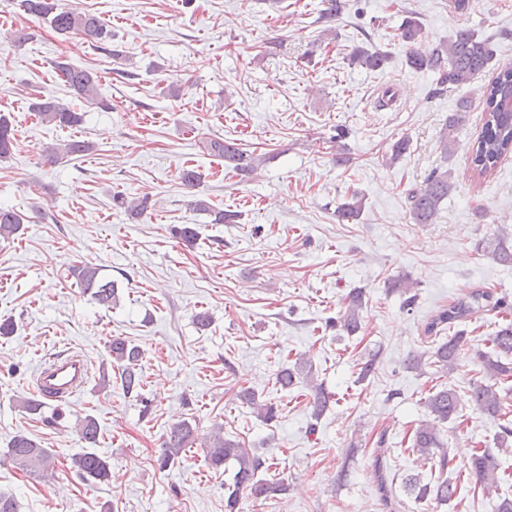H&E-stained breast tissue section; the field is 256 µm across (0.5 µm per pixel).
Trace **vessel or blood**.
Listing matches in <instances>:
<instances>
[{
  "instance_id": "1",
  "label": "vessel or blood",
  "mask_w": 512,
  "mask_h": 512,
  "mask_svg": "<svg viewBox=\"0 0 512 512\" xmlns=\"http://www.w3.org/2000/svg\"><path fill=\"white\" fill-rule=\"evenodd\" d=\"M88 378V365L82 354L54 353L39 368L33 391L44 400L62 402L78 395Z\"/></svg>"
}]
</instances>
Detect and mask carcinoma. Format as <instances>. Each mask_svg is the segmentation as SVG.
Listing matches in <instances>:
<instances>
[{"label":"carcinoma","instance_id":"obj_1","mask_svg":"<svg viewBox=\"0 0 512 512\" xmlns=\"http://www.w3.org/2000/svg\"><path fill=\"white\" fill-rule=\"evenodd\" d=\"M320 19L331 22L340 16L346 4L344 0H321ZM23 11L31 16L50 20V26L60 34L76 33L85 39L101 44L106 41L109 31L95 16L79 12L61 3V0H20ZM421 25L413 17L404 19L400 28V39L405 47L406 65L414 72H429L437 77L441 85H465L473 82L486 72L493 57L489 40L481 39L470 29H460L453 37L436 45L431 50H422L418 46ZM389 55L384 52H371L362 45L354 47L349 55L350 64L376 70L384 66ZM55 69L73 94L87 102L99 100L98 75L90 70L73 65L66 60L55 62ZM512 98V68L507 67L499 72L483 87L482 112L484 119L480 131L470 147V165L478 177L493 174L500 161L512 154V108L505 109L500 103L501 97ZM33 111L37 112L42 121L61 128H71L82 123V115L68 106L55 101L35 103ZM471 102L463 100L455 111L448 113L440 136L441 153L448 155V147L452 142L454 131L466 120V112L470 111ZM12 149V128L9 118L0 114V160L7 158ZM94 149V145L86 140L70 139L54 147L46 149L49 159L59 155L82 156ZM207 149L224 159V165L248 178L258 169L262 159L241 147L234 139H211ZM452 183L448 181V171L434 170L423 185L409 193L410 216L415 224H432L438 216L441 203L448 198ZM115 204L125 209L133 218H139L147 212L150 198L145 196L127 199L121 194L113 196ZM194 210L206 212L214 216L217 224H232L238 214L234 211L214 209L202 198L191 202ZM363 208L362 198L354 195L351 201L341 204L337 209V218L352 222L358 219ZM23 224L20 214L0 208V237L8 239L16 234ZM485 251L497 263L512 265V244L504 237L489 239ZM71 276L83 290L90 293L92 299L106 308L119 302L117 283L99 276L96 267L76 266ZM347 305L343 315L336 320V326L348 335H355L361 328V311L364 307V292L360 288L352 289L347 297ZM482 308L499 309L505 313L503 323L491 336V350L477 354L484 374L490 383L476 381L472 383L471 399L476 409L487 420L498 424L501 444L512 438V423L503 421L504 399L491 384L493 380L512 378V319L506 316L509 307L487 288H477L467 296L458 298L442 307L432 315L424 325L426 336H439L445 331L454 330L448 339L440 342L430 356L417 354L407 360L406 367L410 370L423 372L431 365L440 369L454 368L466 357V336L460 325L465 323L474 311ZM107 351L116 364L120 385L127 395L140 396L144 381L139 361L143 351L130 341L114 338L107 346ZM299 369L285 367L275 379V384L286 390L297 384ZM305 381L312 392L311 415L319 419L329 405L328 394L322 384L314 382L312 370H307ZM238 397L249 405L254 413L265 423L278 418V406L272 401L260 400L251 388L242 389ZM424 406L428 419L421 422L413 431L412 448L419 458L444 472L454 466L455 458L445 449L440 433V425L445 424L458 415L455 394L442 388L432 391L425 398ZM82 440L87 444H95L98 439V424L92 417L84 419L77 429ZM197 434L192 424L183 420L174 425L162 447L159 449L157 462L165 468L179 458L183 452L193 447ZM204 448L209 465L218 469L233 465L229 482L224 484L225 512H241L243 498H273L285 490L280 481H264L256 479L258 471L263 467L264 460L254 454L244 441L224 437L223 431L210 433L204 438ZM3 460L15 468L37 478H46L54 470L55 457L47 448L40 447L23 434L13 436L7 443ZM72 466L78 475L86 481L103 482L109 476V464L96 452L83 451L72 456ZM501 466L500 458L491 450H478L470 457L466 469L484 493L491 496L497 493V474ZM405 495L418 503H428L434 507L448 503L457 494V487L444 479L436 483L424 481L420 475L410 473L401 480Z\"/></svg>","mask_w":512,"mask_h":512}]
</instances>
